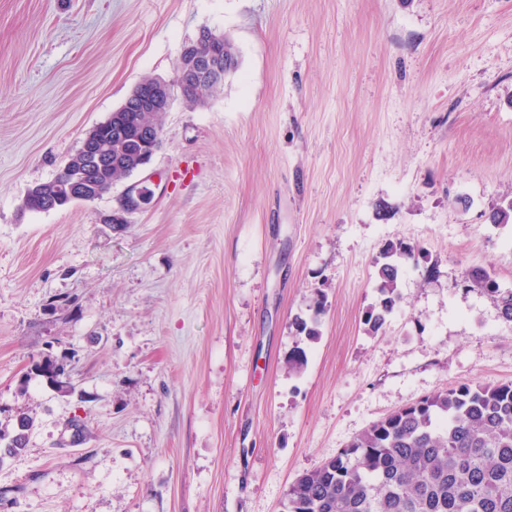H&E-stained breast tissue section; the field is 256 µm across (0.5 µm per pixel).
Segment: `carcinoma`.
Segmentation results:
<instances>
[{
	"label": "carcinoma",
	"mask_w": 512,
	"mask_h": 512,
	"mask_svg": "<svg viewBox=\"0 0 512 512\" xmlns=\"http://www.w3.org/2000/svg\"><path fill=\"white\" fill-rule=\"evenodd\" d=\"M151 123L143 112H115L93 127L100 151L110 159L95 175L99 195L133 167L132 151ZM83 168L78 152L56 178L27 190L25 209L43 211L56 184L78 177ZM489 221L512 223V200L496 207ZM419 255L402 242L383 250L375 276L379 303L365 315L371 331L384 326L399 301L402 261H416ZM464 280L512 322V288L500 287L486 270L466 272ZM322 305L318 302L310 320H296L299 332L311 340L320 336ZM54 370L50 359L32 367L57 389L73 391V384L59 380ZM32 426V418L20 414L4 453L19 454ZM283 512H512V381L460 383L373 422L336 455L300 475L288 489Z\"/></svg>",
	"instance_id": "cac0c4a2"
}]
</instances>
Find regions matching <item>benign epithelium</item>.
Returning <instances> with one entry per match:
<instances>
[{
    "mask_svg": "<svg viewBox=\"0 0 512 512\" xmlns=\"http://www.w3.org/2000/svg\"><path fill=\"white\" fill-rule=\"evenodd\" d=\"M195 48L186 55H181L177 67L176 82L153 78L149 82L137 84L131 91L124 109L147 112L159 118L170 111L173 100V87H179L183 98H192L197 103L203 98L201 87L208 84H221L228 74L227 69L219 63L224 56V39L222 36L201 31L195 39ZM162 123H157L146 139L150 143L149 152L142 154L139 170H145L153 156L160 149ZM134 188H129L119 208L100 217L103 224H125L127 214L138 207L141 197L133 195ZM67 199L71 202H92L97 196L91 191V184L84 177H78L66 188Z\"/></svg>",
    "mask_w": 512,
    "mask_h": 512,
    "instance_id": "benign-epithelium-1",
    "label": "benign epithelium"
}]
</instances>
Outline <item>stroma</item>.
Masks as SVG:
<instances>
[{"label":"stroma","mask_w":512,"mask_h":512,"mask_svg":"<svg viewBox=\"0 0 512 512\" xmlns=\"http://www.w3.org/2000/svg\"><path fill=\"white\" fill-rule=\"evenodd\" d=\"M204 28L238 66L175 96L148 168L24 209ZM133 184L148 200L100 223ZM510 199L512 0H0V434L34 420L0 512H282L372 422L512 381V322L460 285L512 288V223L488 220ZM391 242L421 255L371 334Z\"/></svg>","instance_id":"1"}]
</instances>
